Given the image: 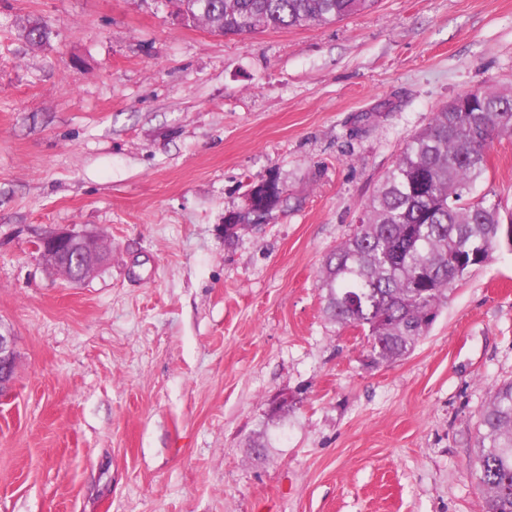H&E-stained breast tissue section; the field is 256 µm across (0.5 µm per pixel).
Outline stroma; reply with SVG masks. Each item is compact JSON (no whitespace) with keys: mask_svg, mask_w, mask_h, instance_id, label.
Returning a JSON list of instances; mask_svg holds the SVG:
<instances>
[{"mask_svg":"<svg viewBox=\"0 0 512 512\" xmlns=\"http://www.w3.org/2000/svg\"><path fill=\"white\" fill-rule=\"evenodd\" d=\"M477 87L512 91V0H378L242 36L159 0H0V512H484L512 251L377 367L318 287L406 142ZM271 177V221L225 238ZM477 191L512 209V135ZM65 225L112 241L76 284L35 250ZM15 370L14 336L0 325V397L9 388Z\"/></svg>","mask_w":512,"mask_h":512,"instance_id":"stroma-1","label":"stroma"}]
</instances>
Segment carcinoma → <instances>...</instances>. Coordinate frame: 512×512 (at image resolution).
I'll return each instance as SVG.
<instances>
[{"mask_svg": "<svg viewBox=\"0 0 512 512\" xmlns=\"http://www.w3.org/2000/svg\"><path fill=\"white\" fill-rule=\"evenodd\" d=\"M378 0H180L187 22L227 35L325 25L372 9ZM512 135V93L487 90L469 112L443 106L406 145L353 234L329 252L319 283L324 312L361 330L372 364L409 355L473 269L498 250L512 222L500 202L474 196L488 173L494 139ZM271 213L236 212L224 228L263 224ZM476 476L487 512H512V381L491 396L478 423Z\"/></svg>", "mask_w": 512, "mask_h": 512, "instance_id": "carcinoma-1", "label": "carcinoma"}]
</instances>
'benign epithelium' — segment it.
<instances>
[{"label": "benign epithelium", "mask_w": 512, "mask_h": 512, "mask_svg": "<svg viewBox=\"0 0 512 512\" xmlns=\"http://www.w3.org/2000/svg\"><path fill=\"white\" fill-rule=\"evenodd\" d=\"M36 250L46 266L69 280L81 281L112 259V242L101 233L58 228L39 238ZM15 370L14 336L0 327V396Z\"/></svg>", "instance_id": "benign-epithelium-1"}]
</instances>
